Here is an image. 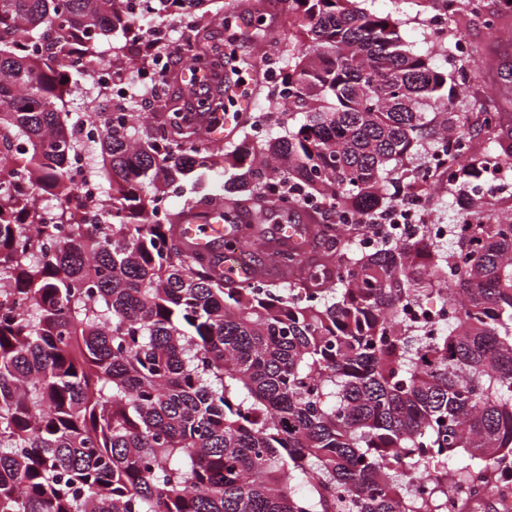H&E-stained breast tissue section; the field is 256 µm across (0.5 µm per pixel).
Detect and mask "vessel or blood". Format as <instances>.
Returning a JSON list of instances; mask_svg holds the SVG:
<instances>
[{
    "label": "vessel or blood",
    "mask_w": 512,
    "mask_h": 512,
    "mask_svg": "<svg viewBox=\"0 0 512 512\" xmlns=\"http://www.w3.org/2000/svg\"><path fill=\"white\" fill-rule=\"evenodd\" d=\"M178 235L191 251L209 256L214 272L223 277L230 286L242 283L244 279L256 276L258 266L251 260L248 248L239 246V234L232 224L213 223L209 214L195 210L189 213L185 222L178 227ZM308 240L306 226L294 225L291 233H277L271 244L272 250L297 248L305 246ZM237 243L235 251H228V243Z\"/></svg>",
    "instance_id": "obj_1"
}]
</instances>
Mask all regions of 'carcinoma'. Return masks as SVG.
<instances>
[{"label": "carcinoma", "instance_id": "carcinoma-1", "mask_svg": "<svg viewBox=\"0 0 512 512\" xmlns=\"http://www.w3.org/2000/svg\"><path fill=\"white\" fill-rule=\"evenodd\" d=\"M0 0V512H442L448 479L488 490L512 469V205L498 189L420 247L382 224L345 223L428 185L448 194L512 174L494 90L471 119L445 74L413 52L389 14L355 0H285L288 50L267 113L285 135L210 141L194 97L165 124L138 113L147 90L114 102L85 86L105 55L133 79L147 13L192 18L183 59L220 78L208 27L218 0ZM448 18L487 0H442ZM512 19L499 0L486 26ZM86 91L80 112L71 89ZM100 130L81 137L85 122ZM84 153L106 211L65 166ZM194 171L223 172L245 197L194 201L228 223L266 199L335 216L305 281L229 288L204 254L176 247L185 211L160 201ZM492 211L485 222L479 212ZM370 233L367 252L359 238ZM286 272L302 262L271 258ZM448 307L412 333L400 311ZM432 480L410 492L408 475ZM304 483L300 492L296 484Z\"/></svg>", "mask_w": 512, "mask_h": 512}]
</instances>
